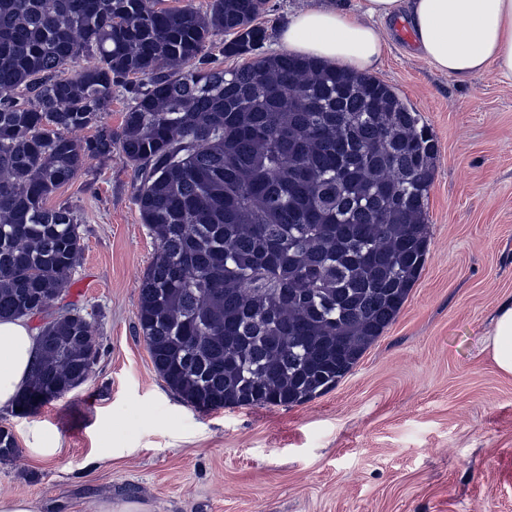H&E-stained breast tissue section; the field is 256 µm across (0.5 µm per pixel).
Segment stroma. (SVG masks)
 Returning a JSON list of instances; mask_svg holds the SVG:
<instances>
[{"label": "stroma", "mask_w": 512, "mask_h": 512, "mask_svg": "<svg viewBox=\"0 0 512 512\" xmlns=\"http://www.w3.org/2000/svg\"><path fill=\"white\" fill-rule=\"evenodd\" d=\"M356 0H267L266 53L298 10ZM371 74L394 87L435 139L429 252L395 321L335 388L289 407L201 411L156 373L137 329L156 241L119 155L93 161L50 205L83 231L66 300L101 341L89 380L25 415L0 410L17 453L0 495L34 512H512V375L487 346L512 300V81L440 73L387 26ZM40 424L54 452L28 443ZM110 456H101V449Z\"/></svg>", "instance_id": "obj_1"}]
</instances>
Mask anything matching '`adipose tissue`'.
<instances>
[{
  "label": "adipose tissue",
  "mask_w": 512,
  "mask_h": 512,
  "mask_svg": "<svg viewBox=\"0 0 512 512\" xmlns=\"http://www.w3.org/2000/svg\"><path fill=\"white\" fill-rule=\"evenodd\" d=\"M408 23L420 57L435 70L471 79L488 67L512 80V0H358L357 12L315 7L297 11L277 31L288 53L365 72L385 51L380 26ZM27 319L0 320V409L26 384L38 350ZM490 348L497 367L512 375V303L493 319Z\"/></svg>",
  "instance_id": "adipose-tissue-1"
}]
</instances>
